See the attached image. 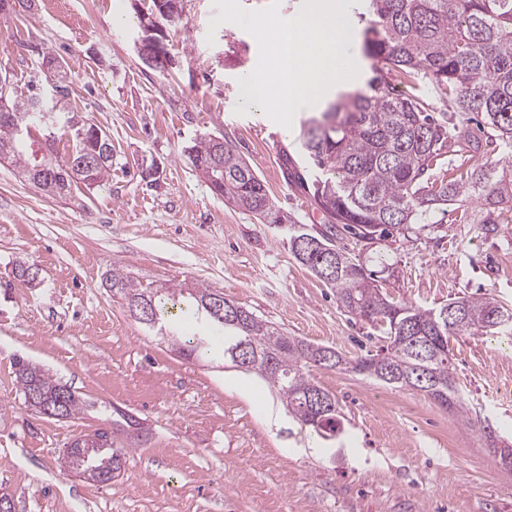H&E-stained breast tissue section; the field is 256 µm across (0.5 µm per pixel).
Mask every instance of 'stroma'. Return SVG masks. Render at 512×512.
<instances>
[{
  "label": "stroma",
  "instance_id": "stroma-1",
  "mask_svg": "<svg viewBox=\"0 0 512 512\" xmlns=\"http://www.w3.org/2000/svg\"><path fill=\"white\" fill-rule=\"evenodd\" d=\"M152 0H35L0 12V69L14 91L48 93L46 58L69 69L68 107L102 129L114 157L107 185L55 200L0 163V489L15 512H512V470L479 430L512 440V341L451 338L460 417L425 393L351 372L317 369L344 418L323 444L289 417L261 377L225 360L206 320L172 322L206 338L190 360L136 321L105 286L120 269L142 285H203L289 335L348 357L377 351L369 322L293 257L286 232L225 205L192 172L187 146L221 135L253 166L279 206L309 229L322 215L287 173L303 163L301 125L283 131L244 108L241 75L253 36L225 23L212 0H181L167 26L173 68L147 69L135 42ZM214 42H207V34ZM488 233L458 210L438 211L372 246L347 240L382 271L384 288L423 308L489 295L512 307V203ZM37 268L16 278V262ZM24 358L89 403L64 420L27 410L14 363ZM137 416L120 476L103 485L69 473L63 451L112 410Z\"/></svg>",
  "mask_w": 512,
  "mask_h": 512
}]
</instances>
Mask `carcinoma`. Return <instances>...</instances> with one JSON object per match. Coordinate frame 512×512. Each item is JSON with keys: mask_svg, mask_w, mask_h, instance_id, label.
<instances>
[{"mask_svg": "<svg viewBox=\"0 0 512 512\" xmlns=\"http://www.w3.org/2000/svg\"><path fill=\"white\" fill-rule=\"evenodd\" d=\"M365 22L363 50L372 76L366 88L329 104L302 129L304 155L321 176L311 182L313 198L327 224L314 232L302 229L296 218L277 205L253 167L221 137L204 135L188 147L195 172L213 193L229 205L251 214L260 224L288 225L291 251L301 265L319 275L318 256H300L304 238L318 240L336 254V273L322 279L334 288L340 308L375 325L388 340L384 355L367 353L354 360L336 353L333 368L368 376L387 385L425 393L439 405L459 414L465 402L454 381L449 341L459 335L512 336V311L493 297H463L450 301L455 317L438 310L398 301L366 273L357 256L337 241L336 226L358 240H384L404 234L423 216L442 206L480 202L482 229L492 231V213L512 201V168L496 180L492 170L463 171L445 167L446 157L476 142L492 156L512 147V0H362ZM67 71H54L57 96L37 93L12 97L0 84V100L13 109L0 117V161L9 162L19 178L48 197L70 200L78 184L100 187L112 170V142L100 129L66 110ZM426 81L443 107L441 116L426 97L397 92L392 82ZM476 123L480 136L470 130ZM69 132L74 144L68 156L58 155L55 131ZM96 154L93 167L84 158ZM41 166L45 176L36 167ZM447 169L442 176L436 169ZM106 287L126 303L150 305L153 327L166 316L187 323L207 315L225 332L224 357L236 362L239 346L253 343L246 371L274 388L288 413L319 436L343 433L335 398L324 392L328 405L313 408L308 393L319 388L312 370L322 367L323 346L296 336L243 309L228 319L214 316L207 306L220 292L207 287L147 288L115 270ZM15 378L23 397L59 402L72 418L86 401L53 379L40 365L19 359ZM128 449L107 439H75L65 450L68 471L87 480L109 484L126 464Z\"/></svg>", "mask_w": 512, "mask_h": 512, "instance_id": "carcinoma-1", "label": "carcinoma"}]
</instances>
